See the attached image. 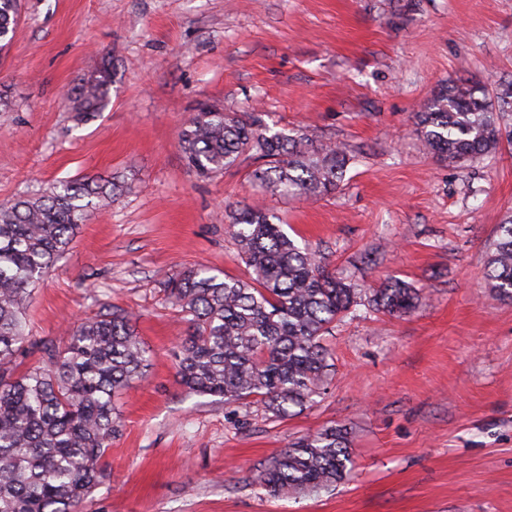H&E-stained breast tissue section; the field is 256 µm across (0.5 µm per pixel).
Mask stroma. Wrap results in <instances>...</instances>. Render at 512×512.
Segmentation results:
<instances>
[{
  "label": "stroma",
  "mask_w": 512,
  "mask_h": 512,
  "mask_svg": "<svg viewBox=\"0 0 512 512\" xmlns=\"http://www.w3.org/2000/svg\"><path fill=\"white\" fill-rule=\"evenodd\" d=\"M105 59L109 102L75 124L66 92ZM504 77L512 0H24L0 55V203L114 172L134 186L81 226L27 309L30 334L61 346L120 307L149 351L147 380L115 399L111 480L80 512H512V300L486 280L512 212V149L452 165L414 118L448 83ZM202 102L342 144L339 189L266 193L252 159L198 176L178 141ZM245 205L359 284L421 290L409 314L333 323L324 393L280 421L188 394L175 374L185 323L160 274L205 264L247 277L229 228ZM331 424L353 441L349 481L285 499L254 484L295 438Z\"/></svg>",
  "instance_id": "35a3bbf8"
}]
</instances>
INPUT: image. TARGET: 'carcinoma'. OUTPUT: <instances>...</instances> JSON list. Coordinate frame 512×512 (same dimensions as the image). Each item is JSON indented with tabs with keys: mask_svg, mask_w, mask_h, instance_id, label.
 Here are the masks:
<instances>
[{
	"mask_svg": "<svg viewBox=\"0 0 512 512\" xmlns=\"http://www.w3.org/2000/svg\"><path fill=\"white\" fill-rule=\"evenodd\" d=\"M22 0H0V54L7 51ZM110 65L69 90L76 123L101 112ZM416 132L424 145L464 166L512 146V87L496 98L485 87L450 83L421 104ZM188 166L217 175L251 157L250 173L272 194L319 199L336 192L349 158L303 132H274L256 112L202 106L179 138ZM129 190L119 175L60 180L0 204V512H76L110 480L104 458L120 435L113 405L122 390L147 379L149 353L135 318L112 307L73 329L67 345L29 334L30 288L66 252L81 224ZM487 262L489 287L512 299V215ZM231 235L250 270L247 280L205 265L174 268L164 291L187 324L177 374L198 396L256 405L274 419L304 410L328 377L322 336L366 306L389 316L416 308L420 293L392 279L359 288L331 271L326 257L299 246L269 211L245 205ZM352 444L341 426L305 434L254 477L269 495L317 493L346 480Z\"/></svg>",
	"mask_w": 512,
	"mask_h": 512,
	"instance_id": "1",
	"label": "carcinoma"
}]
</instances>
